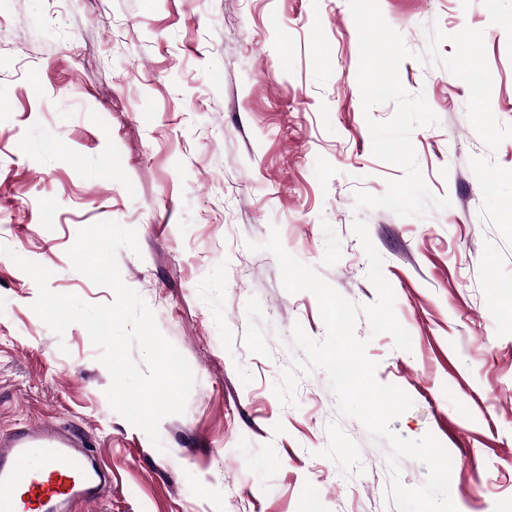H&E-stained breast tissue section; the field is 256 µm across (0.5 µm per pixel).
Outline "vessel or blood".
Instances as JSON below:
<instances>
[{
  "label": "vessel or blood",
  "mask_w": 512,
  "mask_h": 512,
  "mask_svg": "<svg viewBox=\"0 0 512 512\" xmlns=\"http://www.w3.org/2000/svg\"><path fill=\"white\" fill-rule=\"evenodd\" d=\"M111 480L75 430L43 421L0 434V512H69L76 504L88 512Z\"/></svg>",
  "instance_id": "obj_1"
}]
</instances>
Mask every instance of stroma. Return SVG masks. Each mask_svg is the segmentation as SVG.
Returning <instances> with one entry per match:
<instances>
[{
  "label": "stroma",
  "mask_w": 512,
  "mask_h": 512,
  "mask_svg": "<svg viewBox=\"0 0 512 512\" xmlns=\"http://www.w3.org/2000/svg\"><path fill=\"white\" fill-rule=\"evenodd\" d=\"M414 56L400 67L437 124L412 137L448 209L422 218L356 208L401 168L372 153L348 0H0V431L52 420L79 427L112 472L95 512H396L389 444L338 416L322 370L297 402L273 393L326 328L313 294L287 293L284 248L359 305L377 297L352 226L384 260L412 340L370 338L376 378L414 406L402 437L448 452L458 512H512V0H379ZM480 72L481 87L471 74ZM135 229L123 281L153 310L195 384L161 446L115 413L86 329L53 333L38 289L114 298L67 256L78 231ZM259 243L250 251L248 242Z\"/></svg>",
  "instance_id": "1"
}]
</instances>
